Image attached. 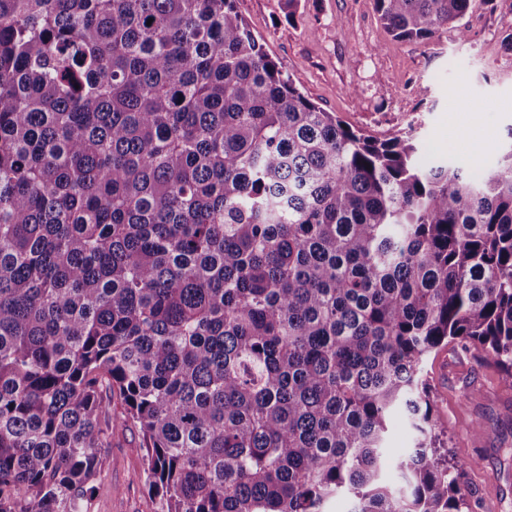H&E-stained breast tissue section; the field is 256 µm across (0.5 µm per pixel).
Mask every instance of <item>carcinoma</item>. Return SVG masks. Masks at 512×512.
Listing matches in <instances>:
<instances>
[{
	"label": "carcinoma",
	"mask_w": 512,
	"mask_h": 512,
	"mask_svg": "<svg viewBox=\"0 0 512 512\" xmlns=\"http://www.w3.org/2000/svg\"><path fill=\"white\" fill-rule=\"evenodd\" d=\"M374 3L428 43L476 0ZM456 341L512 390V150L345 124L235 0H0V512H87L117 426L161 512H461ZM386 446L389 455L393 457L404 455L413 448L414 434L401 419L392 420Z\"/></svg>",
	"instance_id": "1"
}]
</instances>
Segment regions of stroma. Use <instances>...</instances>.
Here are the masks:
<instances>
[{"label":"stroma","mask_w":512,"mask_h":512,"mask_svg":"<svg viewBox=\"0 0 512 512\" xmlns=\"http://www.w3.org/2000/svg\"><path fill=\"white\" fill-rule=\"evenodd\" d=\"M300 91L367 134L412 132L424 161L486 171L512 143V0H477L454 33L399 41L373 0H236ZM434 415L466 491L463 512H512V391L477 351L449 345L423 368ZM88 512H161L146 485L136 429L116 427Z\"/></svg>","instance_id":"obj_1"}]
</instances>
